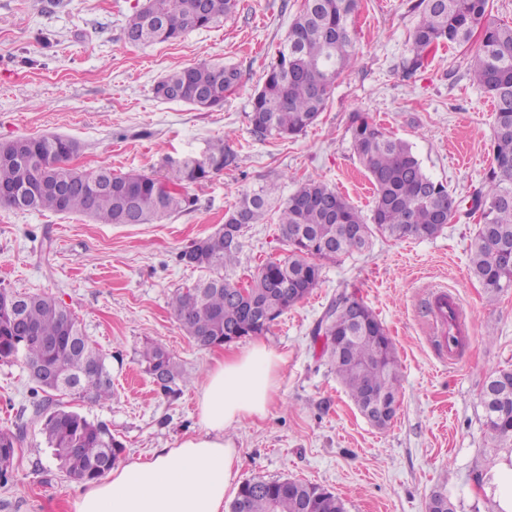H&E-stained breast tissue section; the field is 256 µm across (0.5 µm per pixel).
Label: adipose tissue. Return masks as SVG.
<instances>
[{
    "mask_svg": "<svg viewBox=\"0 0 512 512\" xmlns=\"http://www.w3.org/2000/svg\"><path fill=\"white\" fill-rule=\"evenodd\" d=\"M281 361L261 342L215 358L197 395L198 432L87 483L72 512H224L240 465L225 433L266 415Z\"/></svg>",
    "mask_w": 512,
    "mask_h": 512,
    "instance_id": "ef3b65f1",
    "label": "adipose tissue"
}]
</instances>
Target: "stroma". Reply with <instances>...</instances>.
<instances>
[{"mask_svg": "<svg viewBox=\"0 0 512 512\" xmlns=\"http://www.w3.org/2000/svg\"><path fill=\"white\" fill-rule=\"evenodd\" d=\"M142 0H0V142L60 134L77 140L76 166L157 172L164 157L201 153L220 138L235 161L193 190L194 205L159 224H97L88 217L0 206V289L49 293L66 305L107 357L112 398H66L106 423L124 462L173 447L198 428L197 393L216 356L251 338L196 346L171 307L197 272L182 250L224 222L241 193L276 183L279 198L315 178L369 213L373 190L351 146L360 112L407 141L424 171L470 202L491 166L494 106L470 80L479 38L441 46L411 71L416 0H360L356 59L336 80L324 112L297 137L256 138L250 99L304 0H239L236 13L174 42L128 43L124 28ZM238 68L241 86L219 111L155 98L165 74L200 62ZM476 219L446 224L435 238L373 235L369 250L323 264L321 281L260 339L282 354L264 417L229 429L240 450L238 481L293 478L325 486L346 512H426L445 490L456 512H498L491 480L501 451L483 433L481 392L492 372L512 369V289L488 303L469 269ZM284 253L275 215L249 225L234 277H250ZM455 293L472 321L461 360L445 364L425 332L434 286ZM357 292L391 337L400 363L399 410L373 427L358 411L312 331L342 290ZM154 339L185 380L174 391L145 372L139 351ZM21 360L0 359V430L20 434L0 512H71L79 481L60 469L35 415Z\"/></svg>", "mask_w": 512, "mask_h": 512, "instance_id": "35a3bbf8", "label": "stroma"}]
</instances>
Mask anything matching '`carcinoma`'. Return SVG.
Wrapping results in <instances>:
<instances>
[{"instance_id":"carcinoma-1","label":"carcinoma","mask_w":512,"mask_h":512,"mask_svg":"<svg viewBox=\"0 0 512 512\" xmlns=\"http://www.w3.org/2000/svg\"><path fill=\"white\" fill-rule=\"evenodd\" d=\"M421 19L412 35L410 68L424 66L427 53L440 44L463 46L479 33L470 64L473 83L491 95L495 126L492 166L467 212L481 221L470 243V271L489 298L512 288V26L492 14L489 0H419ZM238 0H144L128 18L125 37L139 44L177 41L233 15ZM358 0H304L288 36L268 65L261 89L251 99L248 118L260 138H286L304 132L325 109L338 76L356 58L352 18ZM242 84L233 66L204 63L172 71L154 86L155 97L202 111L223 108L227 93ZM351 146L373 186V207L365 216L324 182H302L277 209L286 254L267 260L244 291L231 270L238 264L243 229L262 220L275 200L274 188L259 185L241 195L224 224L193 241L179 261L200 272L191 286L172 297L173 310L194 344L222 345L260 335L320 282L322 262L367 249L375 233L394 240L430 239L455 219L456 199L432 180L409 143L388 135L359 112L350 116ZM80 144L47 134L0 142V204L14 210L13 194L23 179L36 184L25 201L29 211L82 214L98 224L161 222L189 204L182 189L203 187L234 161L224 140L207 145L198 156H166L162 173H118L110 168L86 172L72 164ZM24 323L38 338H24L12 328L11 312L0 305V358L20 357L27 368L51 367L78 379L75 396L91 402L112 397V376L105 355L83 333L72 312L47 294H28ZM313 336H342L343 353L333 361L336 374L358 409L375 396L397 400L400 365L391 338L374 312L353 294L334 298L317 322ZM140 363L150 375L165 370L164 387L175 383L178 365L161 344L146 340ZM34 396L46 411L42 431L61 465L74 478L96 481L119 462L124 444L107 424L53 402V393L36 375ZM484 433L494 443L512 446V370L489 377L481 394ZM20 441L0 431V454L13 460ZM228 512H345L343 501L327 488L292 479L244 481ZM428 512H455L442 491L428 501Z\"/></svg>"}]
</instances>
